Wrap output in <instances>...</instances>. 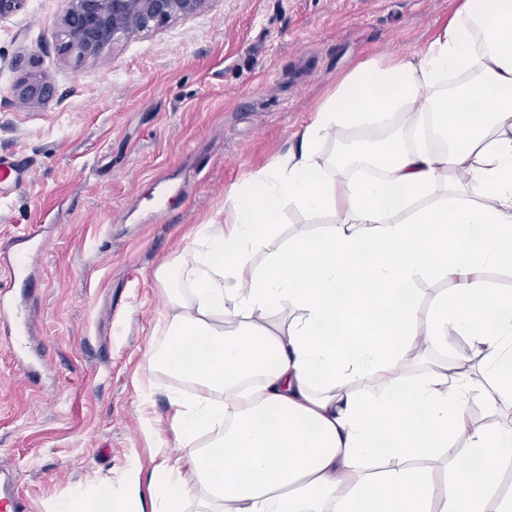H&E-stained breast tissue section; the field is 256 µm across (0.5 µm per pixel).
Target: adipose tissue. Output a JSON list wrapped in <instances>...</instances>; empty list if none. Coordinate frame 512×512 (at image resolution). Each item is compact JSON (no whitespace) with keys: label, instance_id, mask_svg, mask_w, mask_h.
Instances as JSON below:
<instances>
[{"label":"adipose tissue","instance_id":"1","mask_svg":"<svg viewBox=\"0 0 512 512\" xmlns=\"http://www.w3.org/2000/svg\"><path fill=\"white\" fill-rule=\"evenodd\" d=\"M289 206L331 223L266 251ZM494 269L512 270V0H462L412 58L348 71L157 270L165 341L146 359L192 386L167 392L184 468L158 472L150 504L132 464L122 493L102 478L54 512H512L490 478L512 428L469 413L489 376L511 385L490 407L512 405V289ZM434 276L454 290L424 311ZM448 336L480 376H413L416 350ZM442 454L439 482L417 462Z\"/></svg>","mask_w":512,"mask_h":512}]
</instances>
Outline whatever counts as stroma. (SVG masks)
<instances>
[{
  "instance_id": "35a3bbf8",
  "label": "stroma",
  "mask_w": 512,
  "mask_h": 512,
  "mask_svg": "<svg viewBox=\"0 0 512 512\" xmlns=\"http://www.w3.org/2000/svg\"><path fill=\"white\" fill-rule=\"evenodd\" d=\"M460 0H213L107 50L81 67L52 38L63 0H28L0 23V153L28 157V185L0 200V243L35 230L47 237L29 283L9 281L11 301L33 299L27 355L0 330V470L13 475L30 512H49L90 481L122 488L137 460L140 496L166 463L141 424L171 432L156 374L152 403L133 379L161 342L155 273L214 217L230 189L284 155L340 77L376 55H413ZM45 71L54 94L31 107L16 85Z\"/></svg>"
}]
</instances>
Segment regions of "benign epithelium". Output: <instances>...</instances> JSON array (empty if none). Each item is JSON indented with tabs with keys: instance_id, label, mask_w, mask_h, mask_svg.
<instances>
[{
	"instance_id": "obj_1",
	"label": "benign epithelium",
	"mask_w": 512,
	"mask_h": 512,
	"mask_svg": "<svg viewBox=\"0 0 512 512\" xmlns=\"http://www.w3.org/2000/svg\"><path fill=\"white\" fill-rule=\"evenodd\" d=\"M28 0H0V23L22 12ZM212 0H64L53 38L62 56L77 64L94 60L107 48L156 31L172 20L209 9ZM44 73L26 76L17 93L37 107L52 96Z\"/></svg>"
}]
</instances>
